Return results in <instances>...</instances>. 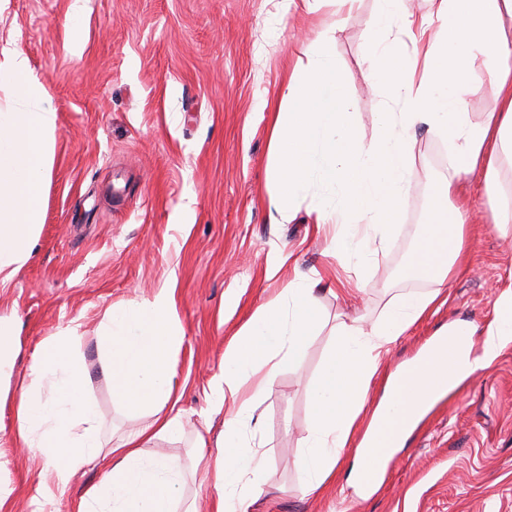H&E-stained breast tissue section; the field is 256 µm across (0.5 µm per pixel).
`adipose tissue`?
I'll return each instance as SVG.
<instances>
[{"label": "adipose tissue", "instance_id": "obj_1", "mask_svg": "<svg viewBox=\"0 0 512 512\" xmlns=\"http://www.w3.org/2000/svg\"><path fill=\"white\" fill-rule=\"evenodd\" d=\"M401 2L378 0L369 59L372 86L388 89L401 111L381 112L376 134L363 140L331 49L335 33H319L306 62L289 75L272 125L270 205L280 216H293L296 203L319 186L310 210L314 223L347 225L334 249L364 269L398 221L414 177L411 138L417 127H426L446 139L454 175L439 189L427 231L408 265L442 287L465 242V216L446 215L459 182L482 171L492 223H512V209L500 201L499 171L501 157H512V33L506 27L512 22V0H431L434 13L428 21L403 13ZM478 62L486 68L496 107L474 124L464 90ZM0 90L10 99L0 110V288H5L30 261L40 235L57 123L42 82L19 49L0 48ZM317 286L312 279H290L275 300L255 311L224 353L212 397L216 406L229 401L237 409L225 417L220 452L210 463L217 489L214 512H244L243 479L252 461L244 454L241 423L250 418L269 378L284 361L297 360L313 335L320 321ZM434 300L430 294L393 301L384 322L368 332L355 321L337 324L335 346L308 389L304 468L313 487L333 474L361 412L369 414L357 448L366 470L377 464L373 439L385 426L405 425L407 415H419L426 406L435 383L455 387L490 368L512 342L511 284L495 299L496 317L482 346L473 342L475 326L450 324L430 342L425 359L410 360L409 377L388 378L382 399L366 409L381 349L402 336ZM73 337V330H65L42 350L17 406L18 442L56 461L62 478L103 452L97 408L84 393L87 372L73 355ZM182 337L173 289L164 287L152 298L106 311L100 368L112 382L114 399L148 412L153 421L111 449L109 481L87 489L74 512H175L183 466L179 459L152 456L145 449L182 432L180 414L168 410L175 390L172 359Z\"/></svg>", "mask_w": 512, "mask_h": 512}]
</instances>
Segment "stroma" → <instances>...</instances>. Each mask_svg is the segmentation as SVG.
Instances as JSON below:
<instances>
[{
  "label": "stroma",
  "instance_id": "1",
  "mask_svg": "<svg viewBox=\"0 0 512 512\" xmlns=\"http://www.w3.org/2000/svg\"><path fill=\"white\" fill-rule=\"evenodd\" d=\"M377 0L352 9L320 0L306 14L289 0H5L0 46L24 52L43 80L58 132L45 193V219L30 262L0 288V314H16L12 374L0 391V512H73L87 488L104 483L99 461L66 484L52 461L17 444V396L46 340L72 328L86 395L98 410L105 448L152 422L122 407L99 370L107 309L175 290L183 343L173 356L185 431L148 454L179 458L183 505L212 512V475L194 465L198 445L217 455L232 403L216 409L210 387L234 335L294 277H330L320 291L322 322L298 361L283 365L241 427L248 455L249 512H512V346L440 398L384 467L376 486L352 481L354 444L335 476L308 488L302 460L309 435L306 388L317 377L340 321L383 320L391 302L430 294L410 275L435 192L452 174L448 145L417 131L412 189L388 244L362 274L334 257L340 224L316 227L301 199L293 219L270 206L271 128L284 83L318 32L335 29L333 51L355 103L353 120L371 138L385 97L370 87L368 56ZM80 56H73V42ZM466 209V242L444 290L382 355L383 375L412 359L452 321L485 329L494 293L512 282V232L501 234L479 178L448 201ZM369 392L377 401L383 382Z\"/></svg>",
  "mask_w": 512,
  "mask_h": 512
}]
</instances>
